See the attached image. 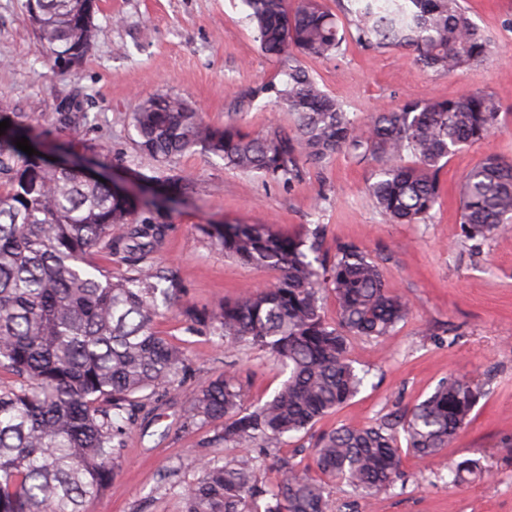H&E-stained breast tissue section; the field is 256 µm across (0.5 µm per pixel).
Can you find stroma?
<instances>
[{
    "mask_svg": "<svg viewBox=\"0 0 512 512\" xmlns=\"http://www.w3.org/2000/svg\"><path fill=\"white\" fill-rule=\"evenodd\" d=\"M460 3L489 36L492 53L456 74L423 70L404 49L372 51L351 40L337 57L306 62L320 86L362 118L409 97L484 91L499 99L500 129L449 157L431 217L393 224L366 191L375 164L344 154L285 186L226 169L216 157L187 154L163 168L138 151L132 112L140 97L157 92L185 97L214 126L233 120L258 133L287 124L265 95L249 111L232 110L243 91L261 87L280 69L260 51L241 0H99L92 48L66 69L40 55L26 0H0V110L22 115L54 155L102 165L127 188L171 175L185 179L182 194L157 202L167 225L159 259L178 272L184 291L156 328L182 344L192 368L157 414L130 429L111 488L88 500L86 512H182L199 460L221 464L256 453L247 444L212 446L218 424L186 430L180 423L200 386L224 372H238L248 408L269 399L285 379L267 353L227 349L218 337L186 330L182 306L209 307L276 279L275 272L211 247L199 231L203 224H263L287 237L322 225L323 254L333 255L338 243H356L379 262L387 285L410 301L409 317L387 340L351 337L348 357L366 380L315 432L403 414L451 374L482 382L471 422L443 461L485 459L487 476L451 487L437 475L440 463L408 457L402 481L366 512H512V232L472 247L463 236L459 201L463 176L485 155L512 161V0ZM61 112L77 113L76 123L60 125Z\"/></svg>",
    "mask_w": 512,
    "mask_h": 512,
    "instance_id": "1",
    "label": "stroma"
}]
</instances>
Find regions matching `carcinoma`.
<instances>
[{
	"label": "carcinoma",
	"mask_w": 512,
	"mask_h": 512,
	"mask_svg": "<svg viewBox=\"0 0 512 512\" xmlns=\"http://www.w3.org/2000/svg\"><path fill=\"white\" fill-rule=\"evenodd\" d=\"M261 52L285 79L267 86L272 106L288 114L251 134L234 122L206 124L184 97L155 93L137 102L132 123L138 150L161 165L200 153L224 167L292 184L343 153L377 165L368 193L394 224H418L439 203L438 174L461 147L490 138L500 125L496 96L480 91L454 100L408 98L366 122L324 90L303 64L330 59L345 39L324 0H242ZM85 0H38L28 11L38 51L58 64L83 61L94 28L78 25ZM352 37L363 46L401 48L424 70L454 74L485 61L490 39L459 0H350ZM0 512H84V503L112 486L114 463L129 425L152 413L188 367L185 350L156 330L160 307L180 298L176 272L155 259L166 225L143 196L85 173L79 162L31 156L33 129L0 113ZM461 224L469 240L512 229V162L489 155L464 176ZM216 248L238 261L277 272L276 281L211 308L187 306L188 330H204L226 347L273 356L288 371L275 395L247 410L238 374L204 383L181 415L189 430L219 423L215 442H250L265 451L307 432L354 397L365 375L347 358L351 336L383 339L410 310L386 284L375 260L353 243L320 253L311 240L263 224H201ZM123 255L114 277L101 262ZM336 301L327 320L324 291ZM484 395L472 379L450 377L395 418L341 425L312 443L322 474L314 479L286 457L275 488L257 478L266 456L199 465L185 492L184 512H330L324 479L340 480L368 499L393 488L402 459L441 456L470 422ZM448 484L483 477L479 459L447 466Z\"/></svg>",
	"instance_id": "carcinoma-1"
}]
</instances>
